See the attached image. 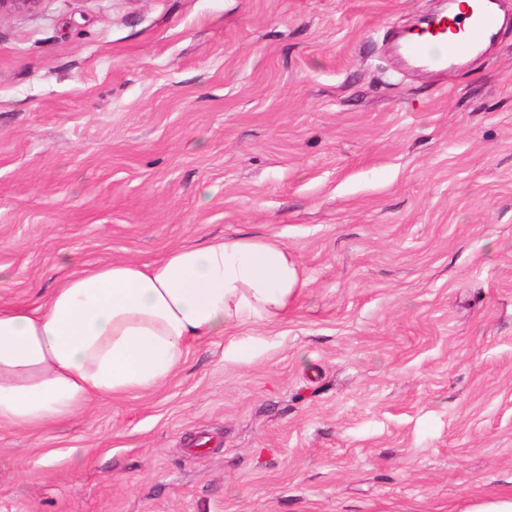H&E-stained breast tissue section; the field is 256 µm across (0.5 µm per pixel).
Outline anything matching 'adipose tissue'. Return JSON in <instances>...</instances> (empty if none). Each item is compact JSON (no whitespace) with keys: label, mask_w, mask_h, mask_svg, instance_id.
<instances>
[{"label":"adipose tissue","mask_w":512,"mask_h":512,"mask_svg":"<svg viewBox=\"0 0 512 512\" xmlns=\"http://www.w3.org/2000/svg\"><path fill=\"white\" fill-rule=\"evenodd\" d=\"M305 286L286 246L246 234L150 264L72 265L37 307L0 305V427L35 431L153 390L193 342L279 322Z\"/></svg>","instance_id":"1"}]
</instances>
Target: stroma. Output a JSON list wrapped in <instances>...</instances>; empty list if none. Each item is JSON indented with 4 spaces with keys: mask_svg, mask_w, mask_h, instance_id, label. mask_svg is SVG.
Masks as SVG:
<instances>
[{
    "mask_svg": "<svg viewBox=\"0 0 512 512\" xmlns=\"http://www.w3.org/2000/svg\"><path fill=\"white\" fill-rule=\"evenodd\" d=\"M400 68L441 0H39L0 17V305L62 256L286 245L287 318L146 393L0 428V512H472L512 496V0ZM249 355H232L234 344ZM498 0H459L453 17L440 14L430 19L426 30L415 37L403 35L398 44L405 63L425 69L442 70L457 65L464 51H476L494 41L498 31ZM428 34V36H424ZM441 45V52L433 46Z\"/></svg>",
    "mask_w": 512,
    "mask_h": 512,
    "instance_id": "35a3bbf8",
    "label": "stroma"
}]
</instances>
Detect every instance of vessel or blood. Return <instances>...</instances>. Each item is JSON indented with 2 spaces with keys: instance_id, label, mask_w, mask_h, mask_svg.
Listing matches in <instances>:
<instances>
[{
  "instance_id": "vessel-or-blood-1",
  "label": "vessel or blood",
  "mask_w": 512,
  "mask_h": 512,
  "mask_svg": "<svg viewBox=\"0 0 512 512\" xmlns=\"http://www.w3.org/2000/svg\"><path fill=\"white\" fill-rule=\"evenodd\" d=\"M498 0H472L468 11L430 19L425 33L400 36L405 63L433 70L457 65L464 51H476L494 41L499 25Z\"/></svg>"
}]
</instances>
